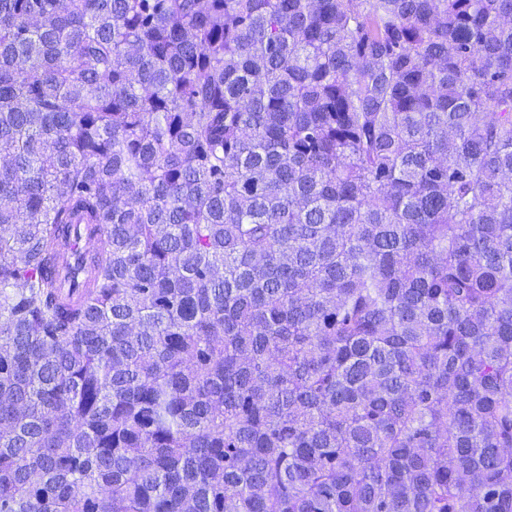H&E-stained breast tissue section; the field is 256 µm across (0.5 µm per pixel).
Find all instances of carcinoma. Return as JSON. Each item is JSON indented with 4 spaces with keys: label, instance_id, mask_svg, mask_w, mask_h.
<instances>
[{
    "label": "carcinoma",
    "instance_id": "cac0c4a2",
    "mask_svg": "<svg viewBox=\"0 0 512 512\" xmlns=\"http://www.w3.org/2000/svg\"><path fill=\"white\" fill-rule=\"evenodd\" d=\"M0 512H512V0H0ZM83 239L79 234V225H71L61 237V257L57 275L64 287L69 290L73 283V268L79 254L83 252Z\"/></svg>",
    "mask_w": 512,
    "mask_h": 512
}]
</instances>
